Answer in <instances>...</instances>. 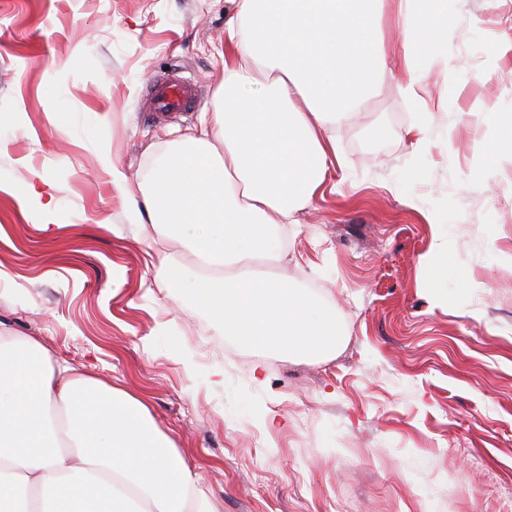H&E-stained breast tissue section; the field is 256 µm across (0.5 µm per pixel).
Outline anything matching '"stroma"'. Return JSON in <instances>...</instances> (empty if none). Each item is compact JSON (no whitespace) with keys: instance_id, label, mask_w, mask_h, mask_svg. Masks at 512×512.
<instances>
[{"instance_id":"obj_1","label":"stroma","mask_w":512,"mask_h":512,"mask_svg":"<svg viewBox=\"0 0 512 512\" xmlns=\"http://www.w3.org/2000/svg\"><path fill=\"white\" fill-rule=\"evenodd\" d=\"M232 0H0V328L148 402L218 512H512V0H448L418 95L404 63L336 132L343 167L282 225L278 269L336 314L334 355L224 335L131 223V183L209 120ZM177 72L193 111L160 120ZM421 147L406 135L419 118ZM55 225L46 233L44 225ZM450 262L470 286L433 270ZM196 91L184 77L173 75L154 81L150 91V111L158 118L190 112L194 103Z\"/></svg>"}]
</instances>
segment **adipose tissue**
I'll return each instance as SVG.
<instances>
[{
    "mask_svg": "<svg viewBox=\"0 0 512 512\" xmlns=\"http://www.w3.org/2000/svg\"><path fill=\"white\" fill-rule=\"evenodd\" d=\"M383 0H235L232 56L212 122L158 157L151 180L112 184L132 223L150 222L216 276L190 282L225 335L288 355L335 351V315L284 274L279 225L321 195L340 163L336 129L362 111L402 52L408 89L439 48L448 0H406L387 41ZM0 512H215L177 445L128 390L0 331Z\"/></svg>",
    "mask_w": 512,
    "mask_h": 512,
    "instance_id": "ef3b65f1",
    "label": "adipose tissue"
}]
</instances>
